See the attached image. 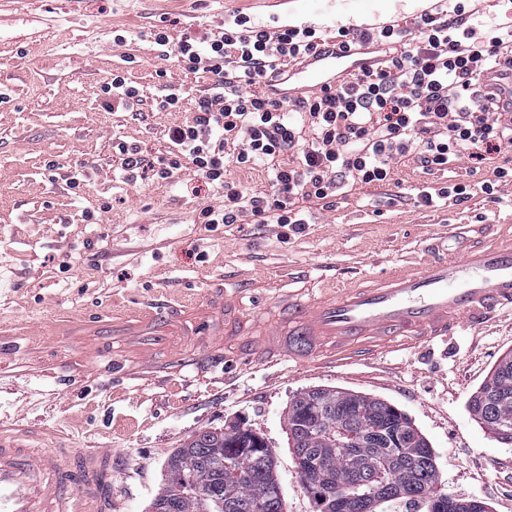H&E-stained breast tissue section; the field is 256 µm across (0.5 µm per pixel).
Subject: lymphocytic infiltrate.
<instances>
[{
	"label": "lymphocytic infiltrate",
	"mask_w": 512,
	"mask_h": 512,
	"mask_svg": "<svg viewBox=\"0 0 512 512\" xmlns=\"http://www.w3.org/2000/svg\"><path fill=\"white\" fill-rule=\"evenodd\" d=\"M153 39L164 57L206 75L209 85L197 93L166 86L157 110L185 114L166 130V154L151 159L117 140V175L128 185H162L192 168L221 191L199 209L198 223L297 232L353 187L394 185L396 168L408 163L433 175L462 161L474 176L415 189L420 207L458 206L478 193L495 202L512 183V167L497 161L512 143V113L483 86L492 71H512V24L483 20L462 0H434L414 32L395 21L338 29L336 42L379 46L380 61L294 100L278 97L273 83L324 46L312 30L255 25L239 14L195 38L175 41L160 28ZM231 164L266 170L268 190L228 178Z\"/></svg>",
	"instance_id": "f902f5d3"
}]
</instances>
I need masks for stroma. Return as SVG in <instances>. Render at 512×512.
Here are the masks:
<instances>
[{
  "instance_id": "35a3bbf8",
  "label": "stroma",
  "mask_w": 512,
  "mask_h": 512,
  "mask_svg": "<svg viewBox=\"0 0 512 512\" xmlns=\"http://www.w3.org/2000/svg\"><path fill=\"white\" fill-rule=\"evenodd\" d=\"M0 0V431L49 448H110L113 512H146L168 456L199 429L241 420L275 453L284 512H314L288 448L284 415L305 388L384 399L429 441L445 492L512 512V446L482 430L470 395L512 352V312L475 336L330 367L273 366L224 357V295L247 312L274 310L286 290L344 284L419 266L461 246L475 224L512 219V184L494 203L390 205L359 188L288 237L267 224L196 223L213 189L181 197L167 185L116 180L113 138L146 156L167 150L163 131L183 120L154 102L165 85L205 78L162 56L150 33L197 36L233 15L271 24L399 20L415 29L428 0ZM123 42H114V34ZM166 78H158V71ZM123 73L143 94L130 112L101 106L100 86ZM93 168L81 193L68 168ZM96 215L87 221L86 212Z\"/></svg>"
}]
</instances>
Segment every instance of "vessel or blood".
I'll return each mask as SVG.
<instances>
[{"label": "vessel or blood", "instance_id": "obj_1", "mask_svg": "<svg viewBox=\"0 0 512 512\" xmlns=\"http://www.w3.org/2000/svg\"><path fill=\"white\" fill-rule=\"evenodd\" d=\"M355 46L323 48L316 63L289 73L294 95L329 84L339 70L370 68ZM278 318L252 338L236 296L224 298V333L245 337V358L332 365L372 359L379 350L412 349L473 335L512 311V225L480 224L457 254L420 269H398L372 284L302 298L283 296ZM108 448H41L0 433V512H112L100 477Z\"/></svg>", "mask_w": 512, "mask_h": 512}]
</instances>
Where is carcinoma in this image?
<instances>
[{
	"label": "carcinoma",
	"instance_id": "cac0c4a2",
	"mask_svg": "<svg viewBox=\"0 0 512 512\" xmlns=\"http://www.w3.org/2000/svg\"><path fill=\"white\" fill-rule=\"evenodd\" d=\"M469 408L480 425L512 427V366L496 365ZM405 417L394 405L368 394L303 389L288 406L287 423L314 419L327 434L315 439L297 432L288 436L289 447L294 460L317 462L332 485L370 482L375 463L390 462L405 476L408 501L431 512L421 491L437 476L432 449L392 447L393 432ZM255 436L253 430L236 426L193 433L167 459L168 474L181 471V480L165 483L150 512H251L256 500L265 501V512H284L274 453L268 445L256 444Z\"/></svg>",
	"mask_w": 512,
	"mask_h": 512
}]
</instances>
